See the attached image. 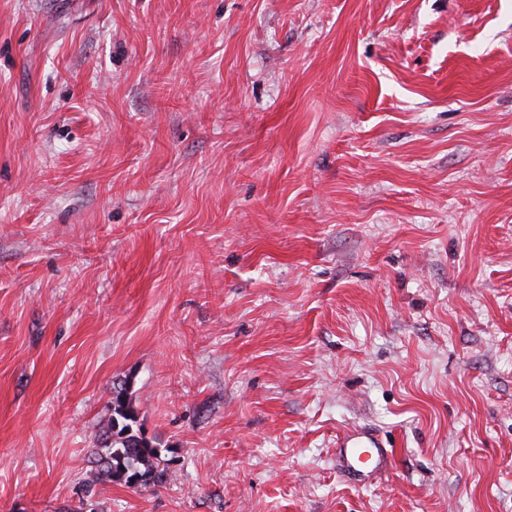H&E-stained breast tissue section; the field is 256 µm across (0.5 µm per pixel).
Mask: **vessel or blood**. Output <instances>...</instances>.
<instances>
[{
    "mask_svg": "<svg viewBox=\"0 0 512 512\" xmlns=\"http://www.w3.org/2000/svg\"><path fill=\"white\" fill-rule=\"evenodd\" d=\"M393 460L378 432L371 427H357L345 432L336 443V465L348 477L363 481L385 471Z\"/></svg>",
    "mask_w": 512,
    "mask_h": 512,
    "instance_id": "b4317fda",
    "label": "vessel or blood"
}]
</instances>
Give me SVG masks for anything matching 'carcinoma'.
I'll return each mask as SVG.
<instances>
[{
  "instance_id": "1",
  "label": "carcinoma",
  "mask_w": 512,
  "mask_h": 512,
  "mask_svg": "<svg viewBox=\"0 0 512 512\" xmlns=\"http://www.w3.org/2000/svg\"><path fill=\"white\" fill-rule=\"evenodd\" d=\"M110 418L106 430L97 436L99 447L106 452L99 455L97 467L87 472L84 484L91 491L100 482L130 486L128 475L140 478L139 484L162 482L163 449L143 436L132 395L121 390L109 405Z\"/></svg>"
}]
</instances>
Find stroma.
Returning <instances> with one entry per match:
<instances>
[{"label": "stroma", "instance_id": "stroma-1", "mask_svg": "<svg viewBox=\"0 0 512 512\" xmlns=\"http://www.w3.org/2000/svg\"><path fill=\"white\" fill-rule=\"evenodd\" d=\"M77 507L512 512V0H0V512ZM109 410V424L97 436V444L105 448L106 452L98 453L97 467L87 472L84 481L86 489L93 490L99 482L127 487H138L150 482L162 483L165 470L159 468L163 461V448L143 436L132 395L122 389L112 398ZM130 474L140 478L138 484H130ZM392 460V448H387L378 432L371 427L351 429L336 443L337 467L357 482L386 471Z\"/></svg>", "mask_w": 512, "mask_h": 512}]
</instances>
